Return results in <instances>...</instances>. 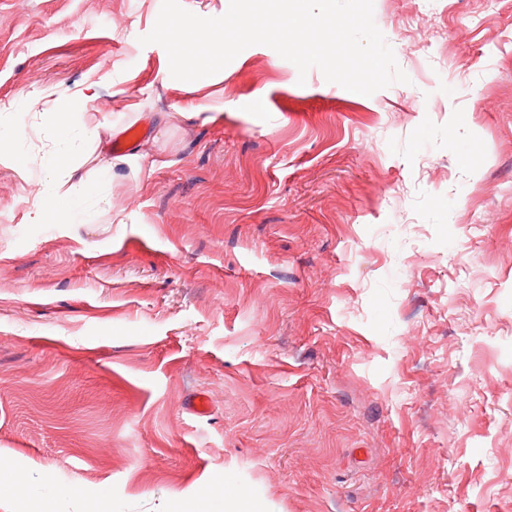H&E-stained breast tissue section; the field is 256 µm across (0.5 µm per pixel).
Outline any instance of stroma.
<instances>
[{"label":"stroma","mask_w":512,"mask_h":512,"mask_svg":"<svg viewBox=\"0 0 512 512\" xmlns=\"http://www.w3.org/2000/svg\"><path fill=\"white\" fill-rule=\"evenodd\" d=\"M161 5L0 0V453L30 502L512 512V0H374L409 81L370 96L265 45L192 93L139 42ZM93 81L141 169L94 223H25L44 107Z\"/></svg>","instance_id":"1"}]
</instances>
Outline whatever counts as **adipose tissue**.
<instances>
[{
    "label": "adipose tissue",
    "instance_id": "adipose-tissue-1",
    "mask_svg": "<svg viewBox=\"0 0 512 512\" xmlns=\"http://www.w3.org/2000/svg\"><path fill=\"white\" fill-rule=\"evenodd\" d=\"M97 96L96 83L55 101L50 114L55 139L60 147L46 162L49 189L34 205V220L39 224H90L94 218L85 200L106 188L107 177L122 165L119 157L101 152L109 130L89 123L86 112Z\"/></svg>",
    "mask_w": 512,
    "mask_h": 512
}]
</instances>
